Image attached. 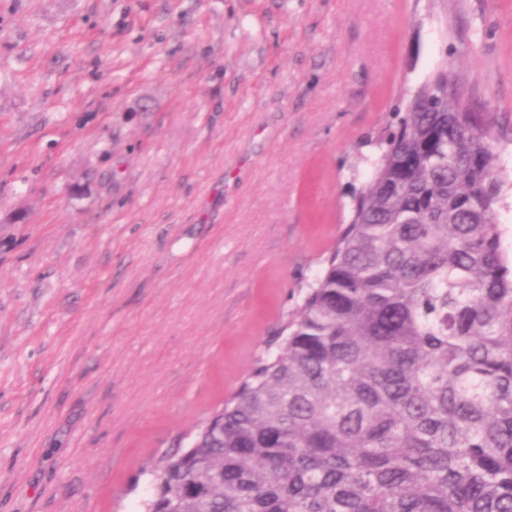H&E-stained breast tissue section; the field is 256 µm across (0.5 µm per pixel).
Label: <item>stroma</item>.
Returning a JSON list of instances; mask_svg holds the SVG:
<instances>
[{
  "instance_id": "obj_1",
  "label": "stroma",
  "mask_w": 512,
  "mask_h": 512,
  "mask_svg": "<svg viewBox=\"0 0 512 512\" xmlns=\"http://www.w3.org/2000/svg\"><path fill=\"white\" fill-rule=\"evenodd\" d=\"M447 60L512 258V0H0V512H135Z\"/></svg>"
}]
</instances>
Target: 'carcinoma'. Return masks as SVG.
I'll return each instance as SVG.
<instances>
[{
  "label": "carcinoma",
  "instance_id": "carcinoma-1",
  "mask_svg": "<svg viewBox=\"0 0 512 512\" xmlns=\"http://www.w3.org/2000/svg\"><path fill=\"white\" fill-rule=\"evenodd\" d=\"M276 351L140 512H512V261L487 113L406 98Z\"/></svg>",
  "mask_w": 512,
  "mask_h": 512
}]
</instances>
